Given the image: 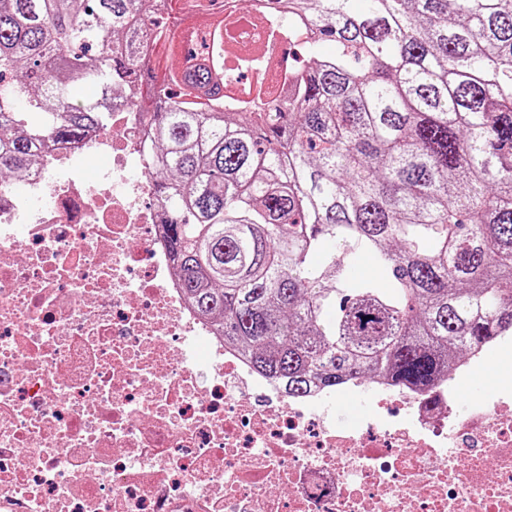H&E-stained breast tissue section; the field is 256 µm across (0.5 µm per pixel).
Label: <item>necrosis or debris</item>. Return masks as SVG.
I'll list each match as a JSON object with an SVG mask.
<instances>
[{"instance_id": "obj_1", "label": "necrosis or debris", "mask_w": 512, "mask_h": 512, "mask_svg": "<svg viewBox=\"0 0 512 512\" xmlns=\"http://www.w3.org/2000/svg\"><path fill=\"white\" fill-rule=\"evenodd\" d=\"M224 21V107L287 101L315 38L275 0H175ZM149 121L51 142L19 197L0 184V512H512V378L457 410L455 380L374 382L331 430L329 395L288 393L185 300L148 174ZM93 171H85L88 159Z\"/></svg>"}]
</instances>
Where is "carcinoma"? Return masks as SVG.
I'll return each mask as SVG.
<instances>
[{
    "instance_id": "cac0c4a2",
    "label": "carcinoma",
    "mask_w": 512,
    "mask_h": 512,
    "mask_svg": "<svg viewBox=\"0 0 512 512\" xmlns=\"http://www.w3.org/2000/svg\"><path fill=\"white\" fill-rule=\"evenodd\" d=\"M288 7L336 52L305 48L288 111L264 102L251 119L185 101L224 72L217 27L200 43L210 65L158 80L133 20L168 55L179 45L148 0H0V182L104 124L117 85L144 83L166 243L225 342L290 393L351 373L445 377L512 333V0ZM87 83L97 107L70 95ZM338 251L371 257L384 285Z\"/></svg>"
}]
</instances>
